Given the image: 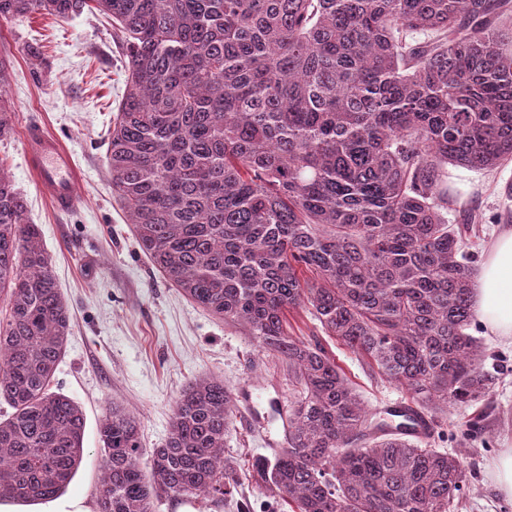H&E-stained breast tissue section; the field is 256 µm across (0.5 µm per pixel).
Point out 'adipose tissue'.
I'll return each instance as SVG.
<instances>
[{
    "label": "adipose tissue",
    "instance_id": "ef3b65f1",
    "mask_svg": "<svg viewBox=\"0 0 512 512\" xmlns=\"http://www.w3.org/2000/svg\"><path fill=\"white\" fill-rule=\"evenodd\" d=\"M487 335L512 346V225H500L485 251L470 294Z\"/></svg>",
    "mask_w": 512,
    "mask_h": 512
}]
</instances>
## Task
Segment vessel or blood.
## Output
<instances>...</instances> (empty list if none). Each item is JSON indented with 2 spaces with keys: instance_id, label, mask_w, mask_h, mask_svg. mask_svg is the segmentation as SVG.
<instances>
[{
  "instance_id": "vessel-or-blood-1",
  "label": "vessel or blood",
  "mask_w": 512,
  "mask_h": 512,
  "mask_svg": "<svg viewBox=\"0 0 512 512\" xmlns=\"http://www.w3.org/2000/svg\"><path fill=\"white\" fill-rule=\"evenodd\" d=\"M22 143L39 192L57 212L73 210L77 205L76 185L80 172L71 152L38 124L27 125Z\"/></svg>"
}]
</instances>
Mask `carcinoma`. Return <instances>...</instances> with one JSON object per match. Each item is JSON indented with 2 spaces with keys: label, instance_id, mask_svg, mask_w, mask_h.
<instances>
[{
  "label": "carcinoma",
  "instance_id": "cac0c4a2",
  "mask_svg": "<svg viewBox=\"0 0 512 512\" xmlns=\"http://www.w3.org/2000/svg\"><path fill=\"white\" fill-rule=\"evenodd\" d=\"M85 11L112 21L124 51L107 166L139 247L288 364V441L254 458L257 486L292 512H455L463 459L373 421L288 313L309 308L406 390L408 413L488 400L498 377L469 333L477 215L448 223V165L512 159V33L496 27L512 0H0L1 21ZM9 76L0 55V139ZM0 302V502L46 501L82 462L85 417L50 390L70 310L1 168ZM236 418L224 381H191L143 463L139 419L111 406L99 512L241 494L224 456Z\"/></svg>",
  "mask_w": 512,
  "mask_h": 512
}]
</instances>
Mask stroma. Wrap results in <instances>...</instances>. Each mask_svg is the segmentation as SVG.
Returning <instances> with one entry per match:
<instances>
[{"mask_svg":"<svg viewBox=\"0 0 512 512\" xmlns=\"http://www.w3.org/2000/svg\"><path fill=\"white\" fill-rule=\"evenodd\" d=\"M12 70L6 87L14 116L11 137L0 141L4 169L28 202L41 230L52 271L68 304L71 331L55 372L53 391L76 401L85 414L83 461L62 494L82 512H98L99 424L108 403L141 422L144 450L165 440L176 397L188 382L207 376L238 388L288 398V366L262 352L255 339L224 323L171 286L142 252L131 225L112 196L106 150L110 122L125 91L122 47L111 25L97 14L64 20L33 14L0 23V52ZM38 122L72 153L84 178L75 209L59 213L40 194L22 150L27 124ZM512 160L492 169L448 168V189L462 208L479 216L471 241L475 257L505 223L512 201ZM471 333L485 349L484 365L499 373L488 402L451 406L439 413V450L463 456L471 474L459 512H512L488 477L491 461L512 448V347ZM324 345L344 370L359 398L378 410L407 392L369 368L365 359L333 339ZM479 419L482 431L462 442L457 429ZM277 424L252 430L235 422L224 435V454L237 458L249 512H275L273 500L251 481L248 460L265 454L266 436Z\"/></svg>","mask_w":512,"mask_h":512,"instance_id":"stroma-1","label":"stroma"}]
</instances>
